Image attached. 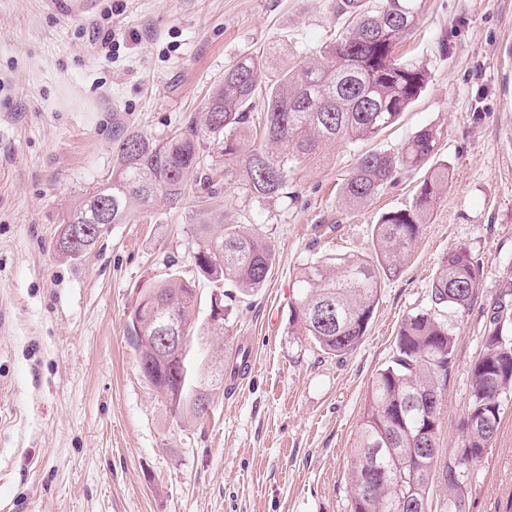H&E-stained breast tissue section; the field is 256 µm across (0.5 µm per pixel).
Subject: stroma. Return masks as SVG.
Listing matches in <instances>:
<instances>
[{
    "label": "stroma",
    "mask_w": 512,
    "mask_h": 512,
    "mask_svg": "<svg viewBox=\"0 0 512 512\" xmlns=\"http://www.w3.org/2000/svg\"><path fill=\"white\" fill-rule=\"evenodd\" d=\"M335 5L85 0L65 13L53 0H0V503L11 512H349L370 381L391 363L401 321L429 306L441 259L464 245L483 273L468 312L442 313L457 345L439 444L456 447L491 312L512 311V0H425L398 54L429 80L394 125L299 165L288 196L262 204L241 183L220 186L225 223L270 241L275 264L263 288L236 295L211 339L217 362L231 365L246 343L257 367L224 381L204 421L175 416L126 334L140 290L167 274L195 282L203 316L215 291H229L195 270V196L110 225L81 259L55 248L75 196L110 174L120 130L164 139L243 55L318 56L345 22ZM107 34L108 59L92 46ZM425 125L438 132L448 187L383 282L360 346L325 354L288 321L297 272L368 252L378 216L411 204L420 169L358 208L340 186L358 154L398 148ZM467 510L512 512V398Z\"/></svg>",
    "instance_id": "35a3bbf8"
}]
</instances>
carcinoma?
I'll use <instances>...</instances> for the list:
<instances>
[{"instance_id":"cac0c4a2","label":"carcinoma","mask_w":512,"mask_h":512,"mask_svg":"<svg viewBox=\"0 0 512 512\" xmlns=\"http://www.w3.org/2000/svg\"><path fill=\"white\" fill-rule=\"evenodd\" d=\"M424 0H337L347 26L315 61H293L273 69L258 56H243L224 70L203 109V121L190 120L163 140L127 131L115 146L117 162L109 177L77 198L62 224L56 247L76 260L100 238L102 214L109 224H128L159 197L181 198L197 186L202 212L196 215L199 274L214 283L228 281L248 295L266 284L274 263L271 243L241 224L220 225L217 193L204 186L213 178L242 182L259 202L287 195L296 165L318 159L336 142L358 143L377 137L398 121L421 94L425 69L405 63L397 45L413 31ZM276 75L264 103L263 145L252 141L255 93ZM437 132L425 126L400 148L357 156L344 179L341 196L348 206L373 200L402 169L430 164L413 204L380 215L374 225L372 255L320 257L301 266L290 324L327 354L341 356L361 344L384 279L397 275L428 223L434 203L448 183V162L435 159ZM223 166L209 161L210 154ZM483 262L469 248L443 257L431 283L430 305L407 315L396 334L392 363L373 376L350 454V512H428L435 479L446 490L443 504L464 500L470 479L501 423L504 399L512 393V336L506 335L505 307L490 319L482 351L471 367L468 402L460 440L442 454L439 429L442 404L430 410L426 399L442 397L454 365L457 337L440 319L444 308L464 313L472 305ZM154 292L165 299L160 313L181 326L186 344L180 358L150 356L152 308L142 302ZM195 283L176 274L139 295L126 323L140 348L141 369L153 389H181L174 412L199 422L209 389L200 383L207 363L201 336H221L224 326L199 321ZM429 441L427 453L411 466L401 453Z\"/></svg>"}]
</instances>
